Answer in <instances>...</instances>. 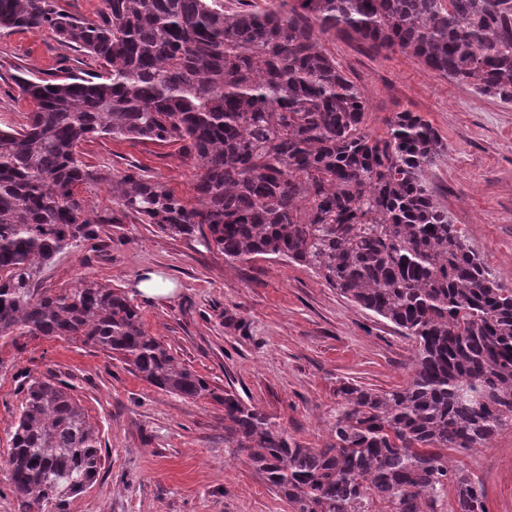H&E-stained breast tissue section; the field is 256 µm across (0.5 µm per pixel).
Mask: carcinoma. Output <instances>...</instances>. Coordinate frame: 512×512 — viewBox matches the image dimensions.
<instances>
[{
	"mask_svg": "<svg viewBox=\"0 0 512 512\" xmlns=\"http://www.w3.org/2000/svg\"><path fill=\"white\" fill-rule=\"evenodd\" d=\"M104 0L100 20L54 0H0V27L48 32L104 72L61 81L24 74L33 103L0 128V337H65L118 357L152 385L215 396L147 334L138 308L92 281L38 291L43 267L94 235L81 193L105 179L78 160L85 139L179 142L197 169L184 199L138 172L112 176L123 211L231 260L303 265L416 343L411 377L356 384L330 441L303 448L224 392V446L290 512H488L482 482L448 451L480 450L512 426V289L435 200L427 174L446 146L412 112L366 128L363 89L323 41L407 52L512 105V0ZM101 439L60 382L27 388L7 466L25 512L69 499L101 468Z\"/></svg>",
	"mask_w": 512,
	"mask_h": 512,
	"instance_id": "carcinoma-1",
	"label": "carcinoma"
}]
</instances>
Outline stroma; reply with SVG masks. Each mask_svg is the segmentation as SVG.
<instances>
[{"label": "stroma", "instance_id": "1", "mask_svg": "<svg viewBox=\"0 0 512 512\" xmlns=\"http://www.w3.org/2000/svg\"><path fill=\"white\" fill-rule=\"evenodd\" d=\"M324 46L363 88L370 132L383 133L394 112L420 115L437 131L447 152L433 169L436 197L499 284L512 288V105L475 97L408 53L377 55L339 38ZM77 68L91 75L101 65L51 34L1 28L0 127L24 123L30 110L15 83L20 71L60 80ZM78 158L105 176L83 192L97 237L57 254L42 272L44 288L70 290L87 278L125 293L146 331L214 394L168 393L110 353L64 338H0V512H21L5 462L28 385L48 379L71 387L102 443L100 475L68 512H288L227 452L221 396L236 393L301 447L320 448L339 387L404 386L414 342L304 266L276 256L232 261L124 213L107 178L130 169L192 197L196 169L180 145L94 136ZM146 271L171 281L173 297L144 300L137 284ZM455 456L481 479L489 512H512V427L490 447Z\"/></svg>", "mask_w": 512, "mask_h": 512}]
</instances>
